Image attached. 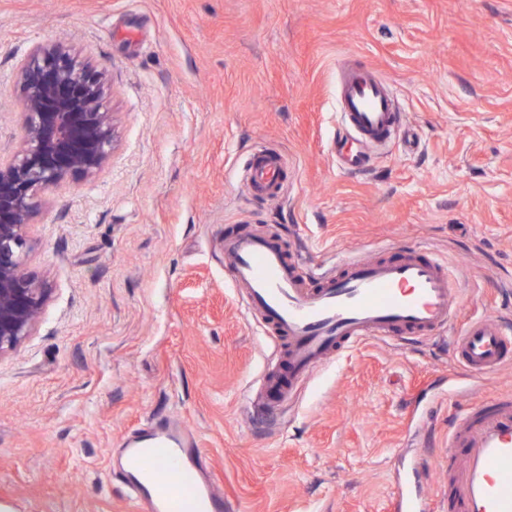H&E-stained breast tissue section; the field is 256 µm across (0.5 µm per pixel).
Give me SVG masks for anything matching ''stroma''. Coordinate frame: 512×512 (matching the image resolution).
Wrapping results in <instances>:
<instances>
[{
	"instance_id": "obj_1",
	"label": "stroma",
	"mask_w": 512,
	"mask_h": 512,
	"mask_svg": "<svg viewBox=\"0 0 512 512\" xmlns=\"http://www.w3.org/2000/svg\"><path fill=\"white\" fill-rule=\"evenodd\" d=\"M55 43L106 74L114 149L29 228L51 293L0 358L9 512H133L112 450L154 418L186 425L232 512H394L406 479L446 512L448 421L512 392V365L469 380L449 330L368 339L257 421L245 391L277 351L224 274V234L264 226L313 269L426 249L464 283L455 325L512 320V0H0V159L24 134L18 65ZM347 58L418 139L356 173L336 160ZM261 148L287 159L272 197L244 177Z\"/></svg>"
}]
</instances>
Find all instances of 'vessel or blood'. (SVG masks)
<instances>
[{
    "mask_svg": "<svg viewBox=\"0 0 512 512\" xmlns=\"http://www.w3.org/2000/svg\"><path fill=\"white\" fill-rule=\"evenodd\" d=\"M339 125L361 147L345 160L365 167L374 149L407 141L405 114L371 68L350 65L340 81ZM252 190L277 192L285 172L281 153L261 150L246 166ZM224 271L248 312L270 330L279 354L276 371L259 390L268 413L293 400L300 382L345 349L369 338H426L456 315L463 287L446 264L414 249L388 259L341 257L313 273L286 256L278 238L245 230L224 241ZM457 362L482 378L512 364V327L497 316L469 321L455 337ZM112 476L134 512H229L193 436L179 422L150 420L126 438ZM396 512H435L432 500L397 486ZM448 512H512V403L469 407L448 434Z\"/></svg>",
    "mask_w": 512,
    "mask_h": 512,
    "instance_id": "obj_1",
    "label": "vessel or blood"
}]
</instances>
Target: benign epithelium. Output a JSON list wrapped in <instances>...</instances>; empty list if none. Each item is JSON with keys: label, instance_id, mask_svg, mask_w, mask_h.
<instances>
[{"label": "benign epithelium", "instance_id": "obj_1", "mask_svg": "<svg viewBox=\"0 0 512 512\" xmlns=\"http://www.w3.org/2000/svg\"><path fill=\"white\" fill-rule=\"evenodd\" d=\"M20 80L24 136L0 162V356L33 334L50 294L27 268L37 197L73 176L100 173L113 146L107 78L71 46L37 48Z\"/></svg>", "mask_w": 512, "mask_h": 512}]
</instances>
